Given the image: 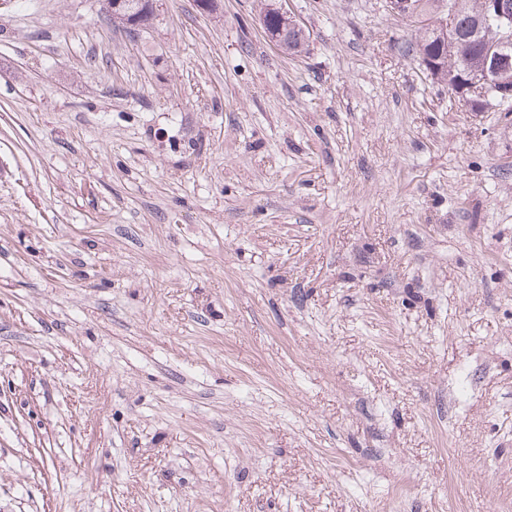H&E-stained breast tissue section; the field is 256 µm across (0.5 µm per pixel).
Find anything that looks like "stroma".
I'll return each instance as SVG.
<instances>
[{
	"label": "stroma",
	"mask_w": 512,
	"mask_h": 512,
	"mask_svg": "<svg viewBox=\"0 0 512 512\" xmlns=\"http://www.w3.org/2000/svg\"><path fill=\"white\" fill-rule=\"evenodd\" d=\"M0 5V512H512V112L386 0ZM270 2V8L277 11L280 15L285 16L286 18H289L292 22L290 24L280 17L278 14L272 12L268 8V4L261 2V9L260 13L264 20V23L266 25V28L264 26L265 34L267 38L278 48L285 50V38L286 43L288 45V51H296L298 48H300L306 40V34L302 27H296L298 26L295 21L290 16V13H288V10L283 7L282 3L286 2V0H272ZM281 27H284L285 37L284 33L281 32L280 35L277 34H271L270 32H278ZM269 32H268V31Z\"/></svg>",
	"instance_id": "obj_1"
}]
</instances>
